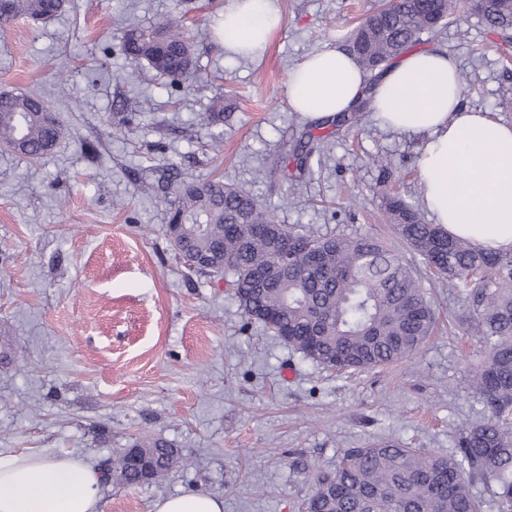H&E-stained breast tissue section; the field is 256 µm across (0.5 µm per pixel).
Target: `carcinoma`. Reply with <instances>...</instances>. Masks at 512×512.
Masks as SVG:
<instances>
[{"instance_id": "cac0c4a2", "label": "carcinoma", "mask_w": 512, "mask_h": 512, "mask_svg": "<svg viewBox=\"0 0 512 512\" xmlns=\"http://www.w3.org/2000/svg\"><path fill=\"white\" fill-rule=\"evenodd\" d=\"M65 0H0V24L23 18L38 24L57 15ZM455 0H386L350 32L360 68L377 77L422 36L437 31L453 14ZM475 13L504 35L512 32V5L480 0ZM121 51L171 83L188 88L195 77L194 42L172 22L154 30L124 26ZM207 128L224 124V93L203 113ZM66 130L40 97L0 93V142L38 159L55 148ZM294 151L298 170L327 140L307 131ZM174 200L163 199L167 237L183 261H201L195 272L224 277L244 314L305 358L330 370L364 371L414 355L430 336L435 316L416 267L372 236L316 237L278 221L274 210L221 179L171 182ZM393 230L436 274L458 289V317L476 330L485 358L471 371V388L487 418L457 431L446 455L389 442L350 448L330 472L315 477L304 512H483L472 486L487 488L498 512H512V251L486 252L423 222L415 206L385 197ZM253 224L280 231L254 235ZM294 241L322 247L321 265L307 268L297 251L294 267L265 276ZM132 447L145 451L159 474L185 465L177 449L149 435ZM129 484L139 482L124 454L106 465Z\"/></svg>"}]
</instances>
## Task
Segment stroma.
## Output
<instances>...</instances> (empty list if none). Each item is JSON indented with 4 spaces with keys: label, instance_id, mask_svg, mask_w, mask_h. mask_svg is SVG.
Masks as SVG:
<instances>
[{
    "label": "stroma",
    "instance_id": "1",
    "mask_svg": "<svg viewBox=\"0 0 512 512\" xmlns=\"http://www.w3.org/2000/svg\"><path fill=\"white\" fill-rule=\"evenodd\" d=\"M228 0H67L39 25L0 27V91L40 96L66 138L32 161L0 148V452L70 453L101 465L136 435L172 443L187 467L129 485L102 482V512H155L157 500L203 491L224 512H300L313 471L344 450L392 441L451 451L456 430L484 420L469 385L483 348L458 323L462 299L425 281L436 327L413 356L338 373L304 358L248 319L224 280L188 271L165 235L155 178H220L317 236L372 235L399 246L382 194L423 202L425 138L381 128L370 111L333 129L288 104L291 69L346 47L378 0H275L280 23L263 54H226L210 24ZM169 20L196 34L192 89L128 63L125 19ZM500 35L460 0L422 49L447 51L464 103L512 122V65ZM68 74L67 91L59 77ZM224 94L221 149L198 123ZM126 124L114 129V113ZM329 135L296 182L263 167L302 132Z\"/></svg>",
    "mask_w": 512,
    "mask_h": 512
}]
</instances>
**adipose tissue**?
Wrapping results in <instances>:
<instances>
[{
    "mask_svg": "<svg viewBox=\"0 0 512 512\" xmlns=\"http://www.w3.org/2000/svg\"><path fill=\"white\" fill-rule=\"evenodd\" d=\"M279 22L274 0H232L215 32L225 53L256 56ZM287 94L310 119L365 100L380 127L425 135L419 176L436 223L485 250L512 251V124L463 106L448 53H406L372 81L348 51L326 49L294 66ZM101 482L97 467L69 454H0V512H99Z\"/></svg>",
    "mask_w": 512,
    "mask_h": 512,
    "instance_id": "ef3b65f1",
    "label": "adipose tissue"
}]
</instances>
